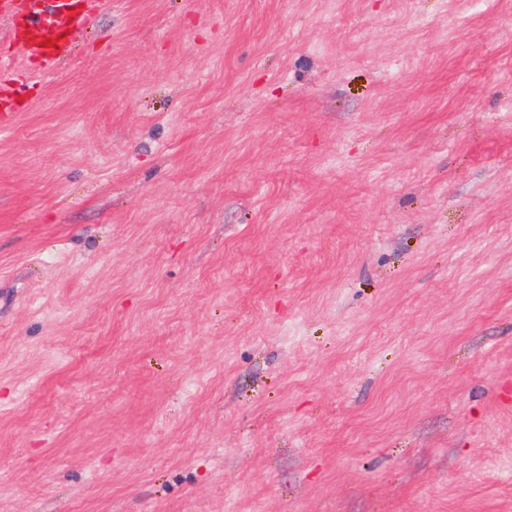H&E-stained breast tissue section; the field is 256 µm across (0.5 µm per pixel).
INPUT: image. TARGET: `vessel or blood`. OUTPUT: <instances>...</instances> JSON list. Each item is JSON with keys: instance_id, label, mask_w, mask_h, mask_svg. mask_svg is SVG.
<instances>
[{"instance_id": "vessel-or-blood-1", "label": "vessel or blood", "mask_w": 512, "mask_h": 512, "mask_svg": "<svg viewBox=\"0 0 512 512\" xmlns=\"http://www.w3.org/2000/svg\"><path fill=\"white\" fill-rule=\"evenodd\" d=\"M0 18H16L33 29L53 28V47L41 46L36 38L22 46L25 57L47 68L53 67L65 53L70 30L85 20L84 15L77 12L74 0H0Z\"/></svg>"}]
</instances>
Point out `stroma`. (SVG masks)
I'll return each instance as SVG.
<instances>
[{"label":"stroma","instance_id":"35a3bbf8","mask_svg":"<svg viewBox=\"0 0 512 512\" xmlns=\"http://www.w3.org/2000/svg\"><path fill=\"white\" fill-rule=\"evenodd\" d=\"M0 43V512H512V0H80ZM14 17L32 29H46L49 25L54 29V48L40 46L43 38H32L21 47L25 57L46 68H52L65 53L70 30L86 20L73 0H0V18Z\"/></svg>","mask_w":512,"mask_h":512}]
</instances>
